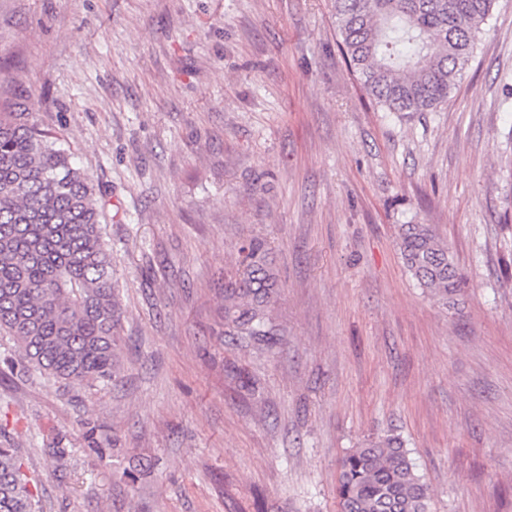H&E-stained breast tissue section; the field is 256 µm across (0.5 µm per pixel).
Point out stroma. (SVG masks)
Instances as JSON below:
<instances>
[{
	"label": "stroma",
	"instance_id": "1",
	"mask_svg": "<svg viewBox=\"0 0 512 512\" xmlns=\"http://www.w3.org/2000/svg\"><path fill=\"white\" fill-rule=\"evenodd\" d=\"M340 41L333 0H0V104L105 190L122 311L107 381L44 378L0 332L37 512H340L342 459L390 432L430 512H512V0L432 112H384ZM404 224L447 243L456 305L405 270ZM252 238L269 351L224 341Z\"/></svg>",
	"mask_w": 512,
	"mask_h": 512
}]
</instances>
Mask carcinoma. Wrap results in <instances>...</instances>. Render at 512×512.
Returning <instances> with one entry per match:
<instances>
[{
    "instance_id": "1",
    "label": "carcinoma",
    "mask_w": 512,
    "mask_h": 512,
    "mask_svg": "<svg viewBox=\"0 0 512 512\" xmlns=\"http://www.w3.org/2000/svg\"><path fill=\"white\" fill-rule=\"evenodd\" d=\"M495 0H334L342 50L388 112H432L448 101ZM101 190L21 102L0 111V330L41 374L83 384L112 378L119 305L104 240ZM400 254L418 287L454 302L448 246L426 224L400 227ZM280 288L266 243L251 239L224 277V335L269 348ZM341 512H430L429 485L395 434L352 449L338 485ZM17 448H0V512H35Z\"/></svg>"
}]
</instances>
